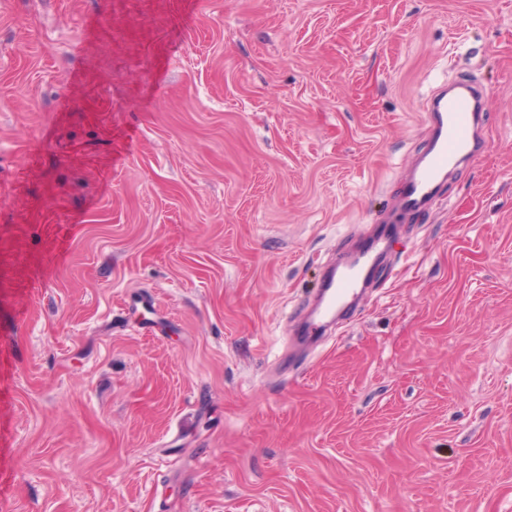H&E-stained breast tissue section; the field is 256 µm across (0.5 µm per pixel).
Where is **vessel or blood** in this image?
Here are the masks:
<instances>
[{
	"mask_svg": "<svg viewBox=\"0 0 512 512\" xmlns=\"http://www.w3.org/2000/svg\"><path fill=\"white\" fill-rule=\"evenodd\" d=\"M480 103V93L468 80L455 82L453 89H439L426 103L428 139L419 162L401 181L396 208L403 213L425 209L440 188L448 170L476 155V132L471 129ZM392 235L381 230L357 253L336 260L331 280L318 295L314 322L333 315L337 306L357 298L373 267L390 247Z\"/></svg>",
	"mask_w": 512,
	"mask_h": 512,
	"instance_id": "obj_1",
	"label": "vessel or blood"
}]
</instances>
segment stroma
Wrapping results in <instances>:
<instances>
[{"label": "stroma", "instance_id": "1", "mask_svg": "<svg viewBox=\"0 0 512 512\" xmlns=\"http://www.w3.org/2000/svg\"><path fill=\"white\" fill-rule=\"evenodd\" d=\"M0 512H512V0H0ZM480 93L465 79L454 83V91L439 89L425 105L428 139L419 162L401 180L396 209L415 213L425 209L440 188L449 168L476 156V132L470 122L478 111ZM391 238L392 235L385 226L357 253L336 259V270L325 288L319 292L317 308L306 333L316 329L318 323L333 315L340 303L358 297L376 261L383 258L385 251L390 249Z\"/></svg>", "mask_w": 512, "mask_h": 512}]
</instances>
